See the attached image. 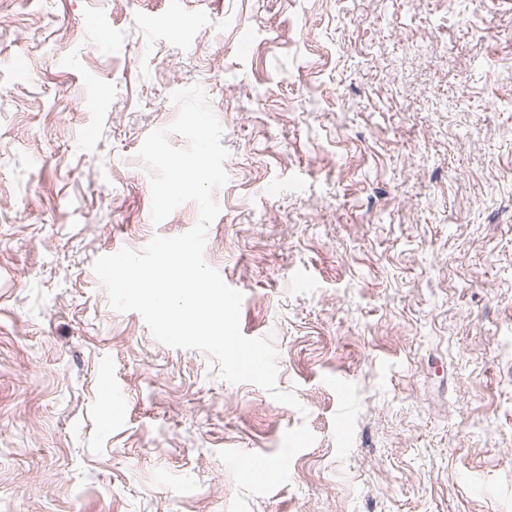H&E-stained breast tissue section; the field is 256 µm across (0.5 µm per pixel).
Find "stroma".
Returning <instances> with one entry per match:
<instances>
[{
	"label": "stroma",
	"mask_w": 512,
	"mask_h": 512,
	"mask_svg": "<svg viewBox=\"0 0 512 512\" xmlns=\"http://www.w3.org/2000/svg\"><path fill=\"white\" fill-rule=\"evenodd\" d=\"M194 85L205 260L298 410L93 272L196 224L137 156ZM303 423L252 512H512V0H0V512H227L219 451Z\"/></svg>",
	"instance_id": "stroma-1"
}]
</instances>
